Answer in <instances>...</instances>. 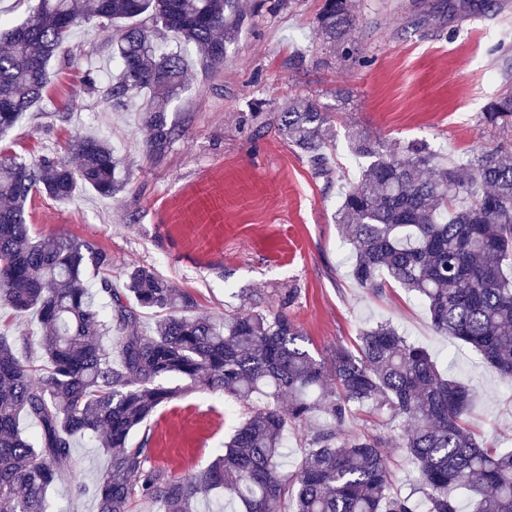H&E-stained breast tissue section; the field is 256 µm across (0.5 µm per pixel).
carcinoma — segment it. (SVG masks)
I'll list each match as a JSON object with an SVG mask.
<instances>
[{"label": "carcinoma", "instance_id": "obj_1", "mask_svg": "<svg viewBox=\"0 0 512 512\" xmlns=\"http://www.w3.org/2000/svg\"><path fill=\"white\" fill-rule=\"evenodd\" d=\"M488 8L465 0L450 12ZM144 16L179 35L207 73L224 67L244 21L240 0H38L23 23L0 33V135L43 98L51 63L73 55L76 28L107 34L119 27V39L106 45L118 71L102 86L89 72L85 83L112 111L143 100L146 151L163 158L183 133L168 106L184 89L188 59L162 49ZM356 20L352 0H323L314 28L325 45L358 62L350 42ZM274 120L312 172L331 183L326 108L304 98ZM483 121L512 134L511 86L486 106ZM71 148L75 167L56 153L29 162L0 149V304L34 309L40 323L38 365L20 354L27 334L0 332V512H46L59 465L84 436L99 437L110 455L97 483L81 488L97 512H130L135 496L164 512H197L199 500L222 492L241 504L239 512H282L287 496L293 512H420L412 496L392 492L382 438L347 431L357 406L396 423L426 512H462L461 490L471 494V512H512V451L489 448L470 431V391L390 323L361 329L353 350L339 345L317 358L288 314L292 288L274 309L253 306L217 320L197 314L194 298L151 265L126 269L118 289L104 251L63 232L32 237L34 193L68 201L81 187L106 197L124 190L105 138L77 136ZM350 151L368 159L336 210L352 277L373 294L392 281L412 292L435 332L473 348L512 381V141L448 164L428 143L392 151L357 135ZM143 310L160 314L149 332L139 330ZM106 335L115 336L116 349L101 342ZM176 377L251 403L224 451L180 477L156 467L146 443L131 441L181 396L168 384ZM315 416L323 423L307 436L300 466L283 472L285 433ZM24 418L37 425L32 438L20 428Z\"/></svg>", "mask_w": 512, "mask_h": 512}]
</instances>
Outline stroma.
<instances>
[{
  "label": "stroma",
  "mask_w": 512,
  "mask_h": 512,
  "mask_svg": "<svg viewBox=\"0 0 512 512\" xmlns=\"http://www.w3.org/2000/svg\"><path fill=\"white\" fill-rule=\"evenodd\" d=\"M498 3L488 16L429 6L414 16L408 0H356L353 43L361 65L315 36L322 0H295L292 9L247 20L227 47L223 70L209 78L189 72L186 90L170 105L184 134L159 160L146 152L137 112L106 110L85 86L87 70L105 79L112 62L98 51L102 34L82 28L74 39L83 53L52 64L43 101L0 145L34 161L66 153L73 136L101 135L121 160L126 186L113 198L89 188L66 202L33 195L31 232L63 231L108 253L116 285L128 266L153 265L191 293L199 311L216 316L249 308L255 298L271 308L281 293L298 289L289 314L318 356L355 346L365 323L391 322L470 390L472 431L511 451L512 383L472 348L437 335L423 304L404 288L375 296L358 287L334 217L340 188L360 173L362 161L349 149L354 134L389 147L424 140L452 158L501 142L481 121L484 106L512 82V0ZM301 96L316 97L333 115L332 184L314 177L274 123L252 126V106L270 116ZM62 112L67 121H59ZM247 411L224 395L192 390L160 408L132 440L146 442L157 467L184 475L213 459ZM348 426L384 438L394 488L408 494L417 473L394 424L358 411ZM108 463L96 438L77 440L47 493V512H96L95 499L77 487L94 485Z\"/></svg>",
  "instance_id": "stroma-1"
}]
</instances>
